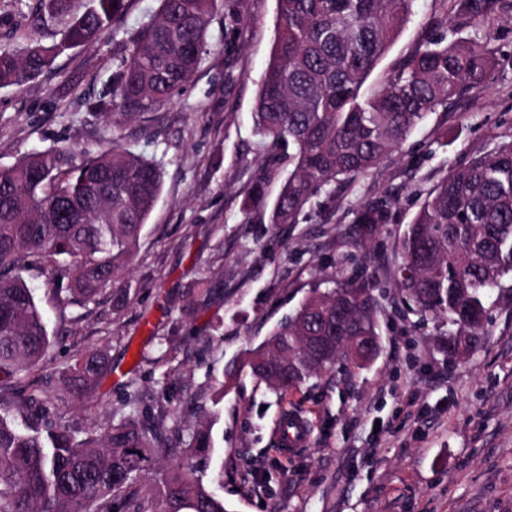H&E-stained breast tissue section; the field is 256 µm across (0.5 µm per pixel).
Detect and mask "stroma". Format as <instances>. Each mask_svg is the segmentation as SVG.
I'll use <instances>...</instances> for the list:
<instances>
[{"label": "stroma", "instance_id": "stroma-1", "mask_svg": "<svg viewBox=\"0 0 512 512\" xmlns=\"http://www.w3.org/2000/svg\"><path fill=\"white\" fill-rule=\"evenodd\" d=\"M33 5L0 0V46L19 52L33 38L59 40L65 18L39 17ZM157 6L130 0L98 42L65 51L34 81L0 88V168L33 151L114 142L164 167L138 254L118 277L127 292L121 307L108 291L91 313L63 307L51 271L26 273L54 339L24 387L79 436L128 415L130 380L172 444L180 442L172 416L187 426L206 414L228 512H512V288L488 295L487 336L451 358L446 320L412 310L396 275L400 240L425 191L512 138V0H499L478 31L493 56L485 85L427 117L366 175L313 198L295 224L243 209L257 185L274 202L292 152L271 156L253 134L276 0H224L198 70L142 118L88 108ZM444 15L457 17L451 0H414L369 85L427 40L450 37L438 24ZM383 196L393 201L388 223L358 235L357 208ZM335 274L374 287L381 347L373 359L337 363L285 394L245 371L225 382L232 362ZM91 346L107 349L113 373L78 407L57 377ZM218 379L225 386L217 401ZM287 411L306 416L310 434L285 457L272 427Z\"/></svg>", "mask_w": 512, "mask_h": 512}]
</instances>
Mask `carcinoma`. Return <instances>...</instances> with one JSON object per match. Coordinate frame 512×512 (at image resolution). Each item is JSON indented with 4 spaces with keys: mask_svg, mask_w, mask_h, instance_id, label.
I'll use <instances>...</instances> for the list:
<instances>
[{
    "mask_svg": "<svg viewBox=\"0 0 512 512\" xmlns=\"http://www.w3.org/2000/svg\"><path fill=\"white\" fill-rule=\"evenodd\" d=\"M41 14L71 0H36ZM414 0H277V31L254 112L263 143L292 144V170L270 213L296 224L305 206L333 183L368 173L399 149L430 114L484 85L492 66L487 42L470 35L428 41L380 86L364 89L411 14ZM462 25L488 23L495 0H459ZM128 0H87L63 37L28 42L23 54L0 47V88L37 79L64 51L97 42ZM217 0H159L156 16L130 38L107 92L90 103L104 116L133 119L171 100L198 69ZM155 161L113 147L96 152L53 148L0 169V512H226L206 475L213 425L186 429L172 453L137 392L130 413L104 432L79 439L56 422L37 393L14 382L38 366L51 334L23 278L52 268L58 301L83 309L106 290L125 299L116 277L132 264L162 191ZM387 196L357 211L355 223L387 222ZM399 286L423 314L448 319V356L485 335L486 294L512 280V140L451 168L425 194L404 233ZM304 300L248 353L246 367L282 393L307 385L336 361L360 362L340 336L378 334V302L369 283L338 277ZM112 372L102 347L83 352L59 374L78 401ZM149 478L143 492L129 490Z\"/></svg>",
    "mask_w": 512,
    "mask_h": 512,
    "instance_id": "1",
    "label": "carcinoma"
}]
</instances>
